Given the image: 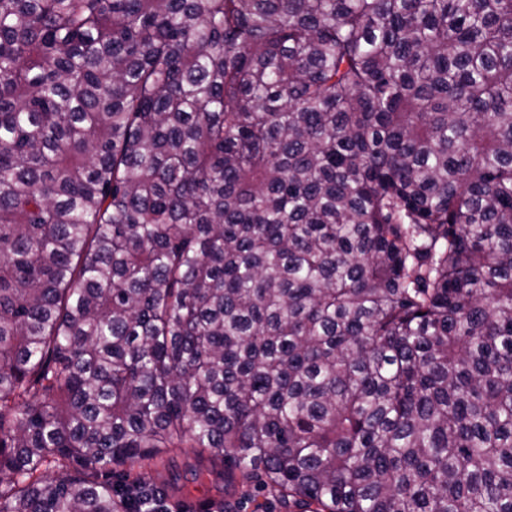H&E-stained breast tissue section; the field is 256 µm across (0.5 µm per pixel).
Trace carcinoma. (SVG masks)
<instances>
[{
	"instance_id": "cac0c4a2",
	"label": "carcinoma",
	"mask_w": 512,
	"mask_h": 512,
	"mask_svg": "<svg viewBox=\"0 0 512 512\" xmlns=\"http://www.w3.org/2000/svg\"><path fill=\"white\" fill-rule=\"evenodd\" d=\"M181 448L512 512V0H0V512Z\"/></svg>"
}]
</instances>
